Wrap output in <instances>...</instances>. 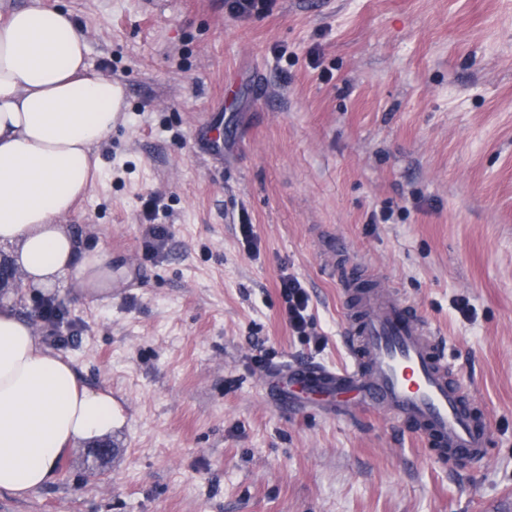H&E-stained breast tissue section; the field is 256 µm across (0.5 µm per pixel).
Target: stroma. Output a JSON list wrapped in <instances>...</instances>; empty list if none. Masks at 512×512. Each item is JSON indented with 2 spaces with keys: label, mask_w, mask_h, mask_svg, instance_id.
<instances>
[{
  "label": "stroma",
  "mask_w": 512,
  "mask_h": 512,
  "mask_svg": "<svg viewBox=\"0 0 512 512\" xmlns=\"http://www.w3.org/2000/svg\"><path fill=\"white\" fill-rule=\"evenodd\" d=\"M51 2L126 88L64 222L127 277L30 288L0 249V298L125 417L107 456L76 443L0 512H512V0H275L237 18L224 0ZM152 194L169 233L150 244ZM354 261L446 341L490 419L482 465L441 468L387 415L265 387L261 352L346 363L337 270ZM281 293L286 304L288 321L294 330L305 331L308 296L297 279H288L281 285Z\"/></svg>",
  "instance_id": "obj_1"
}]
</instances>
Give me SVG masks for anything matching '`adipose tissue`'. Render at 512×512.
I'll return each mask as SVG.
<instances>
[{
    "instance_id": "obj_1",
    "label": "adipose tissue",
    "mask_w": 512,
    "mask_h": 512,
    "mask_svg": "<svg viewBox=\"0 0 512 512\" xmlns=\"http://www.w3.org/2000/svg\"><path fill=\"white\" fill-rule=\"evenodd\" d=\"M121 92L89 66L69 11H0V247L27 286L62 276L108 286L120 275L105 251L80 254L61 219L99 168L94 149L112 135ZM120 417L111 392L81 387L12 301L0 302V491L23 498L43 488L75 442L102 437Z\"/></svg>"
}]
</instances>
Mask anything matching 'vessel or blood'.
Listing matches in <instances>:
<instances>
[{"mask_svg":"<svg viewBox=\"0 0 512 512\" xmlns=\"http://www.w3.org/2000/svg\"><path fill=\"white\" fill-rule=\"evenodd\" d=\"M349 362L282 363L264 383L285 405H350L383 412L405 424L442 464L483 463L492 431L487 415L449 373L448 350L431 325L380 282L361 285L354 268H343Z\"/></svg>","mask_w":512,"mask_h":512,"instance_id":"vessel-or-blood-1","label":"vessel or blood"}]
</instances>
